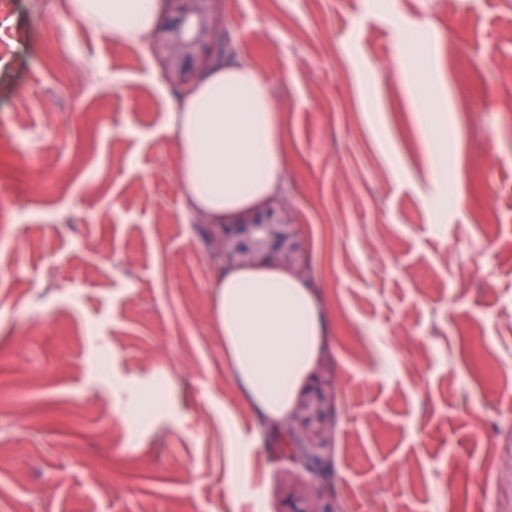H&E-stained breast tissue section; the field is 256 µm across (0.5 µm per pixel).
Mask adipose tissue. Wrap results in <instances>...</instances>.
<instances>
[{
  "label": "adipose tissue",
  "instance_id": "1",
  "mask_svg": "<svg viewBox=\"0 0 512 512\" xmlns=\"http://www.w3.org/2000/svg\"><path fill=\"white\" fill-rule=\"evenodd\" d=\"M67 10L89 27L141 43L158 0H67ZM172 129L183 147L177 182L190 217L223 221L278 186L282 127L266 80L248 63L214 66L174 112ZM216 282L213 315L226 365L262 426L277 428L325 348L318 292L292 275L255 268L218 271Z\"/></svg>",
  "mask_w": 512,
  "mask_h": 512
}]
</instances>
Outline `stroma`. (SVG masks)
Returning <instances> with one entry per match:
<instances>
[{"label": "stroma", "instance_id": "stroma-1", "mask_svg": "<svg viewBox=\"0 0 512 512\" xmlns=\"http://www.w3.org/2000/svg\"><path fill=\"white\" fill-rule=\"evenodd\" d=\"M223 16L280 115L347 512H512V0ZM0 44V512H305L301 424L262 429L224 363L159 58L66 0H9Z\"/></svg>", "mask_w": 512, "mask_h": 512}]
</instances>
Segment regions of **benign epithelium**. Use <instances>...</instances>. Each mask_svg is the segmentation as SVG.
Returning a JSON list of instances; mask_svg holds the SVG:
<instances>
[{
	"label": "benign epithelium",
	"instance_id": "benign-epithelium-1",
	"mask_svg": "<svg viewBox=\"0 0 512 512\" xmlns=\"http://www.w3.org/2000/svg\"><path fill=\"white\" fill-rule=\"evenodd\" d=\"M221 2L223 0H166L175 13V20L156 27L150 44L161 60L166 82L171 88L189 92L191 75L213 66L219 55ZM272 210L271 206L266 210H253L217 225L224 264L238 262L262 266L275 261L285 268L295 264L293 225L275 218ZM326 405V395L319 392L300 401L296 413L302 415L308 425L319 423ZM288 462L295 467L300 484L313 494L310 508L305 512H344L338 499L328 495L329 474L320 465L313 444L302 445L289 455Z\"/></svg>",
	"mask_w": 512,
	"mask_h": 512
}]
</instances>
